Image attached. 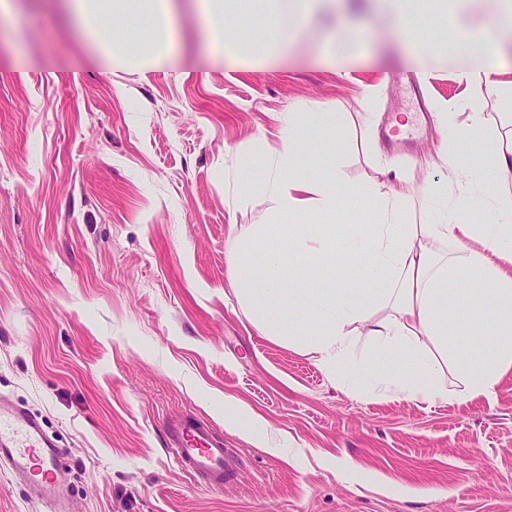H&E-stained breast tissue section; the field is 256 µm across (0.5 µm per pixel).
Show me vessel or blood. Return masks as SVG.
<instances>
[{
  "instance_id": "vessel-or-blood-1",
  "label": "vessel or blood",
  "mask_w": 512,
  "mask_h": 512,
  "mask_svg": "<svg viewBox=\"0 0 512 512\" xmlns=\"http://www.w3.org/2000/svg\"><path fill=\"white\" fill-rule=\"evenodd\" d=\"M172 453L188 471L223 486L233 475L224 440L191 417L174 420ZM64 455L33 415L0 400V461L23 475L40 494L46 512H62L56 487Z\"/></svg>"
}]
</instances>
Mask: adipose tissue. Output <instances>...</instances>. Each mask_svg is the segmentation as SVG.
Returning <instances> with one entry per match:
<instances>
[{"label": "adipose tissue", "mask_w": 512, "mask_h": 512, "mask_svg": "<svg viewBox=\"0 0 512 512\" xmlns=\"http://www.w3.org/2000/svg\"><path fill=\"white\" fill-rule=\"evenodd\" d=\"M331 0H261L254 24L262 44L279 48L275 62L288 59V33L280 18L295 10L312 18L327 13ZM69 11L100 38L103 28L121 11L129 10L140 23L133 37L102 40V52L114 68L156 66L177 48L176 0H68ZM193 7L207 34V46L217 58L233 54L226 0H193ZM488 32L471 30L455 44L457 55L467 62L461 79L489 93L499 91L500 68L491 59ZM336 113L317 109L302 113L288 128L281 149L268 166L249 172L252 184L270 194L276 213L292 217L310 211L335 212L342 200L361 196L373 216L359 234L334 243L311 224L289 229V245L270 248L266 239L275 234L271 224L251 226L244 234L242 255H260L244 301L253 321L272 338L298 342L310 337L307 347L324 374L332 380L354 375L369 355L387 352L397 369L378 375L388 394L409 400L454 398L466 404L491 396L507 373L512 372V203L492 201L490 191L501 174L512 171V143H496L473 185L466 174L469 165L456 156L460 173L457 203L451 218L410 224L405 220L404 189L389 181L370 187L343 181L337 165H329L315 178L299 174L297 159L315 137L337 129ZM491 204L489 223L475 224L468 217L471 205ZM452 243L458 257L454 264L438 262L437 244ZM342 249L346 257L362 262L366 274L347 283L300 279L283 283L281 272L305 256H327ZM476 297L481 322L472 325L468 315L449 320L452 305L466 306ZM366 327V348L357 350L352 324ZM491 336L495 347L458 349L459 331ZM446 360L457 380L448 390L436 380L438 360Z\"/></svg>", "instance_id": "obj_1"}]
</instances>
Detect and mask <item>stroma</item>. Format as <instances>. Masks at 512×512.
<instances>
[{"label": "stroma", "instance_id": "1", "mask_svg": "<svg viewBox=\"0 0 512 512\" xmlns=\"http://www.w3.org/2000/svg\"><path fill=\"white\" fill-rule=\"evenodd\" d=\"M488 8L413 15L409 30L441 45L420 72L398 20L368 0L293 21V56L276 68L255 60L259 35L242 22L244 59H208L185 4L171 67L115 71L63 0H14L0 18V398L64 449L69 512H512V373L465 405L360 397L266 336L235 294L251 277L238 234L275 223L284 243L290 224L243 161L263 164L300 113L340 116L300 155L307 177L333 158L354 186L395 170L412 224L432 217L423 187L452 193V152L476 173L489 140L512 136V98L468 86L453 51L462 28L490 27ZM336 30L360 35L357 54L319 62V34ZM415 72L425 118L400 81ZM475 109L470 140L440 131L438 113ZM402 115L397 156L379 132ZM243 410L260 418L248 435L232 425ZM182 416L231 450L222 488L169 453ZM0 512H44L3 462Z\"/></svg>", "mask_w": 512, "mask_h": 512}]
</instances>
